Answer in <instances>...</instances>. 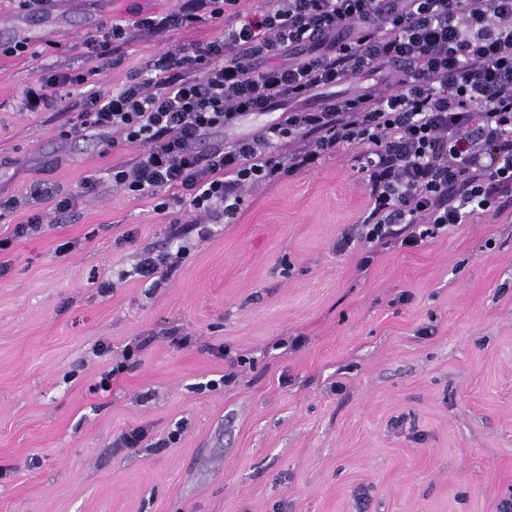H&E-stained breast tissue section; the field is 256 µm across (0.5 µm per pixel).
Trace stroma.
<instances>
[{
    "label": "stroma",
    "instance_id": "stroma-1",
    "mask_svg": "<svg viewBox=\"0 0 512 512\" xmlns=\"http://www.w3.org/2000/svg\"><path fill=\"white\" fill-rule=\"evenodd\" d=\"M179 6L61 0L50 16L0 0V47L39 36L0 54V512H497L512 496V198L363 270L360 247L336 249L368 200L355 147L249 187L202 237L113 187L137 147L70 135L80 89L19 111L41 71L82 66L99 26ZM220 32H134L91 85L120 90L158 51ZM35 183L74 206L27 201ZM34 217L39 233L13 237ZM149 252L177 253L163 279L137 274Z\"/></svg>",
    "mask_w": 512,
    "mask_h": 512
}]
</instances>
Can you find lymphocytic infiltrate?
Here are the masks:
<instances>
[{
	"mask_svg": "<svg viewBox=\"0 0 512 512\" xmlns=\"http://www.w3.org/2000/svg\"><path fill=\"white\" fill-rule=\"evenodd\" d=\"M237 4L182 0L171 15L112 22L84 40V68L39 75L19 109L53 108L132 31L220 23V36L162 50L122 90L80 101L73 133L139 148L131 164L113 167V186L160 195L161 214L185 207L193 224H220L237 216L246 188L355 146L368 191L359 240L369 247H416L500 212L512 193V0H273L225 23ZM369 70L396 79L294 110ZM276 109L280 120L251 137L199 151L240 118ZM286 142L293 151L277 153Z\"/></svg>",
	"mask_w": 512,
	"mask_h": 512,
	"instance_id": "obj_1",
	"label": "lymphocytic infiltrate"
}]
</instances>
